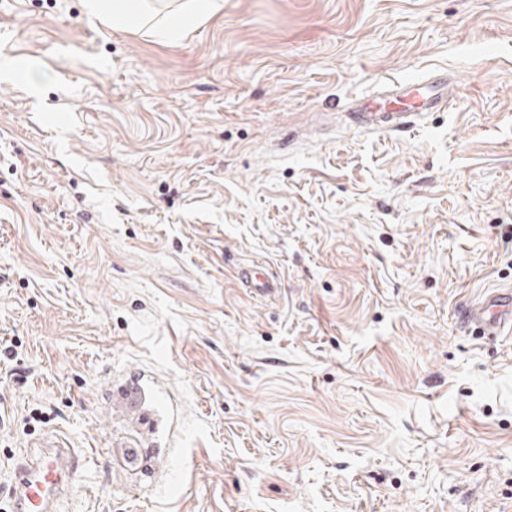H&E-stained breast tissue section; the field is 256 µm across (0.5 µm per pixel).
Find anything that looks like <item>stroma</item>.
<instances>
[{
  "label": "stroma",
  "instance_id": "stroma-1",
  "mask_svg": "<svg viewBox=\"0 0 512 512\" xmlns=\"http://www.w3.org/2000/svg\"><path fill=\"white\" fill-rule=\"evenodd\" d=\"M0 0V500L88 458L60 512H512V0H224L182 39ZM456 100L357 131L355 95ZM277 272L256 297L243 264ZM150 376L136 417L109 399ZM449 104L448 73L436 71L424 78L393 80L381 93L355 96L345 118L357 130L401 132L422 115L444 112ZM237 277L246 288L261 298L275 297L280 290V281L271 268L264 263H250L237 270ZM465 327H476L484 335L499 336L512 331V290L497 289L466 306L459 316ZM86 456L59 439L44 441L23 456L13 471L8 512H57L60 501L78 486Z\"/></svg>",
  "mask_w": 512,
  "mask_h": 512
}]
</instances>
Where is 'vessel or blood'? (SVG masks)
I'll use <instances>...</instances> for the list:
<instances>
[{
    "label": "vessel or blood",
    "mask_w": 512,
    "mask_h": 512,
    "mask_svg": "<svg viewBox=\"0 0 512 512\" xmlns=\"http://www.w3.org/2000/svg\"><path fill=\"white\" fill-rule=\"evenodd\" d=\"M449 104L448 75L437 71L423 78L394 80L382 92L354 97L345 118L361 131L401 132L414 127L422 115L445 111ZM237 277L262 298L275 297L280 290L277 275L264 263L239 267ZM459 319L487 336L512 331V290L484 294L466 306ZM85 460L62 440L44 441L17 462L8 512H58L60 501L76 490Z\"/></svg>",
    "instance_id": "b4317fda"
}]
</instances>
